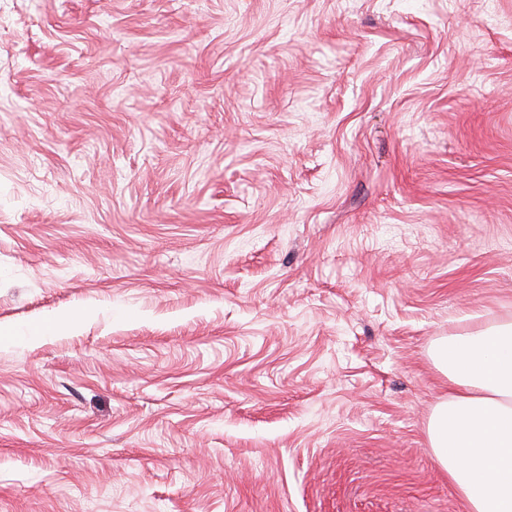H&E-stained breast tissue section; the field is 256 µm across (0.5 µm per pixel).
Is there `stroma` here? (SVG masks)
Wrapping results in <instances>:
<instances>
[{
    "label": "stroma",
    "mask_w": 512,
    "mask_h": 512,
    "mask_svg": "<svg viewBox=\"0 0 512 512\" xmlns=\"http://www.w3.org/2000/svg\"><path fill=\"white\" fill-rule=\"evenodd\" d=\"M503 322L512 0H0V512H466ZM452 393L428 439L467 512H512V322L448 337L434 350Z\"/></svg>",
    "instance_id": "stroma-1"
}]
</instances>
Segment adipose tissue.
I'll return each mask as SVG.
<instances>
[{
	"label": "adipose tissue",
	"instance_id": "1",
	"mask_svg": "<svg viewBox=\"0 0 512 512\" xmlns=\"http://www.w3.org/2000/svg\"><path fill=\"white\" fill-rule=\"evenodd\" d=\"M434 361L452 386L429 444L467 512H512V322L448 337Z\"/></svg>",
	"mask_w": 512,
	"mask_h": 512
}]
</instances>
